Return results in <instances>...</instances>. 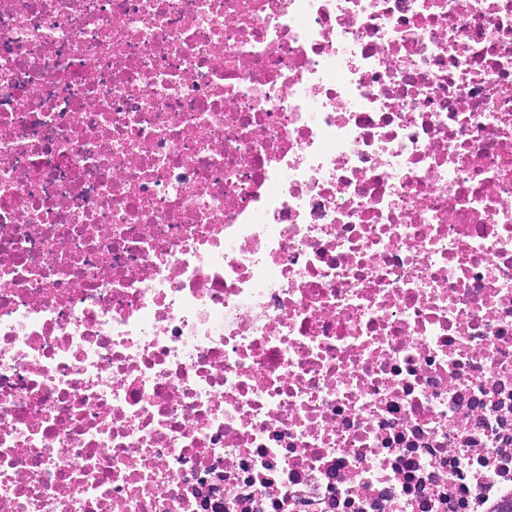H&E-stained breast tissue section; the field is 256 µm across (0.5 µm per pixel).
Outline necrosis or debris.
Here are the masks:
<instances>
[{
  "label": "necrosis or debris",
  "instance_id": "necrosis-or-debris-1",
  "mask_svg": "<svg viewBox=\"0 0 512 512\" xmlns=\"http://www.w3.org/2000/svg\"><path fill=\"white\" fill-rule=\"evenodd\" d=\"M512 500V0H0V512Z\"/></svg>",
  "mask_w": 512,
  "mask_h": 512
}]
</instances>
